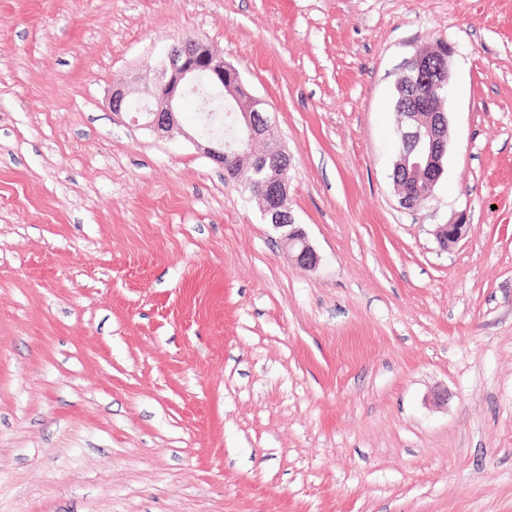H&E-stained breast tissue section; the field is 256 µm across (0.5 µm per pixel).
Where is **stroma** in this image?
Segmentation results:
<instances>
[{
    "mask_svg": "<svg viewBox=\"0 0 512 512\" xmlns=\"http://www.w3.org/2000/svg\"><path fill=\"white\" fill-rule=\"evenodd\" d=\"M188 36L262 101L315 268L191 105L111 111ZM440 43L405 209L395 85ZM0 512H512V0H0ZM430 52L434 55L433 64H429L428 68L423 66L424 57L417 53L402 75L401 80L415 90L414 102L408 112H403V108L409 94L405 88L398 86V81L396 84L394 109L400 116L396 134V164L405 171L407 179H416L414 192L399 190V203L406 209H412L417 200L433 194L434 187L443 176V160L448 150L445 134L448 129L447 113L429 109L423 111L430 114L429 118H425L420 111L427 109L435 97L445 96L447 90L449 96L447 58L451 56L452 49L442 44L430 49ZM403 177L394 171L393 165L394 183L408 188L410 184ZM467 222L463 214L448 224H441L436 232V239L443 250L456 245L465 235Z\"/></svg>",
    "mask_w": 512,
    "mask_h": 512,
    "instance_id": "1",
    "label": "stroma"
}]
</instances>
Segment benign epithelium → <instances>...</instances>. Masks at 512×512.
I'll use <instances>...</instances> for the list:
<instances>
[{
    "label": "benign epithelium",
    "instance_id": "obj_1",
    "mask_svg": "<svg viewBox=\"0 0 512 512\" xmlns=\"http://www.w3.org/2000/svg\"><path fill=\"white\" fill-rule=\"evenodd\" d=\"M434 63L425 67L421 54H416L406 66L402 81L415 90L411 110L399 113L397 165L416 179L415 190L400 193L399 203L406 209L415 202L433 194L434 187L444 173L443 160L448 150L446 130L448 117L444 112H432L425 117L431 100L446 94L448 86L447 58L452 49L446 45L431 50ZM206 76L210 83L228 93L236 94V88L243 86L239 72L224 62V58L213 54L206 45L184 39L171 47L162 61L160 72L152 87L144 91L139 108L144 118V127L160 137L166 136L178 125L176 114L179 102L189 91L198 88V80ZM109 104L113 112L121 114L133 111V100L127 86L118 82L112 85ZM260 100L254 98L249 107L235 113V138L223 141L209 136L185 137L195 144L210 159L225 164L231 157L241 162L242 167L251 171L255 179L250 185L253 198L257 200L263 220L281 232L282 240L294 252L296 263L312 268L319 257L308 243L304 231L298 227L295 217L287 206L288 173L291 158L288 152L275 142L266 143L260 153L252 152V144L266 136L269 121L261 111ZM467 222L464 215L456 220L441 224L436 232L439 246L446 250L456 245L465 235Z\"/></svg>",
    "mask_w": 512,
    "mask_h": 512
}]
</instances>
